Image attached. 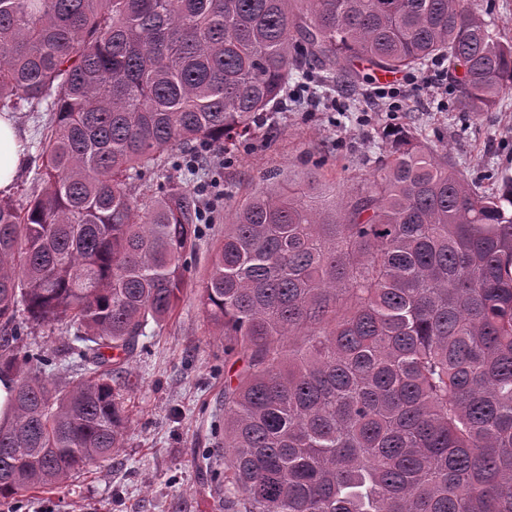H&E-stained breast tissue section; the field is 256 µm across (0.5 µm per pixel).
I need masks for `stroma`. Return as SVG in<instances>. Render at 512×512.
<instances>
[{"instance_id":"obj_1","label":"stroma","mask_w":512,"mask_h":512,"mask_svg":"<svg viewBox=\"0 0 512 512\" xmlns=\"http://www.w3.org/2000/svg\"><path fill=\"white\" fill-rule=\"evenodd\" d=\"M374 85L368 78L350 92L337 80L328 97L347 103L346 111L292 102L287 111L269 113L235 154L212 151L217 183L187 184L219 211L203 227L188 273L193 286L172 319L146 326L121 365L131 384L124 448L51 492H27L1 504L0 512H224V463L216 454L224 445V343L206 320L194 286L206 275L212 238L243 200L266 188L272 169L296 185L315 171L337 196L348 195L386 156L380 134L393 124L415 129L429 144H447L471 183L485 187L491 175L512 176V86L502 90L496 108L472 114L407 85L397 97L370 103L365 96Z\"/></svg>"}]
</instances>
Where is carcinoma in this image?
Masks as SVG:
<instances>
[{
  "mask_svg": "<svg viewBox=\"0 0 512 512\" xmlns=\"http://www.w3.org/2000/svg\"><path fill=\"white\" fill-rule=\"evenodd\" d=\"M437 61L460 112L512 85V41L467 0H0V113H49L28 200L0 199V500L124 446L106 351L182 300L203 154L285 109L296 72L354 88ZM384 138L341 216L335 188L271 172L212 242L198 301L239 364L224 512H512V177L480 190L445 147ZM21 305L74 329L72 380L22 351Z\"/></svg>",
  "mask_w": 512,
  "mask_h": 512,
  "instance_id": "cac0c4a2",
  "label": "carcinoma"
}]
</instances>
